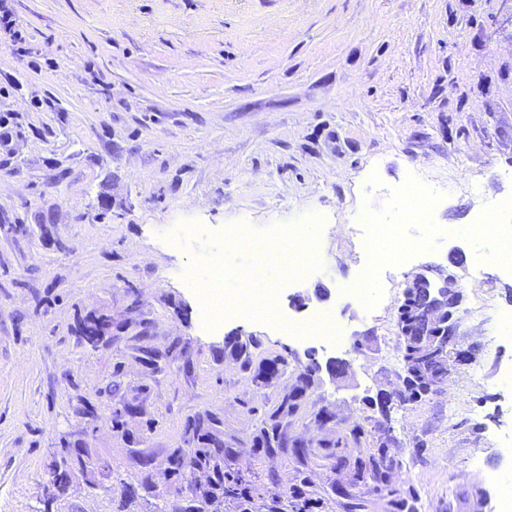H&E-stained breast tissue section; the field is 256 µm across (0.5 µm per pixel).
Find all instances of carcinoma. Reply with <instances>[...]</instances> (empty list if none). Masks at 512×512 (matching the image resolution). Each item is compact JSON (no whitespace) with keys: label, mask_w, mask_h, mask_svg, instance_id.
Masks as SVG:
<instances>
[{"label":"carcinoma","mask_w":512,"mask_h":512,"mask_svg":"<svg viewBox=\"0 0 512 512\" xmlns=\"http://www.w3.org/2000/svg\"><path fill=\"white\" fill-rule=\"evenodd\" d=\"M400 336L402 357L410 365L421 388L440 383L444 380L442 369L446 363L448 333L439 328L423 335L414 329V325L397 322ZM258 342L253 338L243 339L239 336H228L224 341V352L241 361V368L248 373V378L256 386H267L269 380L287 366L286 359L281 355L255 360L254 349ZM298 394L291 392L280 397L277 406L262 420L253 446L256 448H280L284 451L293 449L298 455L305 454L298 446H288V418L299 410ZM187 449L182 451L178 459L177 476L190 487L196 486V479L202 480L199 494L200 506L197 512H210L213 505L222 506L229 502L234 512H283L281 499H267L261 492L258 479L246 477L224 467V459L233 447L230 439L220 429V420L211 413L197 415L187 421L184 429ZM325 457L333 458L337 463L349 467L350 484L371 480L374 488L382 489L386 483L389 470L394 459L388 449L380 448L378 453L369 457L368 462H350L343 454V439L338 438L323 444ZM97 464L86 460L79 452H73L69 445L62 444L60 451L53 454L47 465L48 501L55 502L64 497L71 477L77 473L91 476ZM292 504L293 512H312L322 504L318 491L311 488L308 480L302 481V487L283 494Z\"/></svg>","instance_id":"1"}]
</instances>
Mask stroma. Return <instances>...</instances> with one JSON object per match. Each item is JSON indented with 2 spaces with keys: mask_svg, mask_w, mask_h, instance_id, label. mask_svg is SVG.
Segmentation results:
<instances>
[{
  "mask_svg": "<svg viewBox=\"0 0 512 512\" xmlns=\"http://www.w3.org/2000/svg\"><path fill=\"white\" fill-rule=\"evenodd\" d=\"M27 43L0 27V512H42L46 465L60 441L119 469L136 488L122 512L177 497L172 474L184 426L217 415L237 443L228 461L263 477L265 494L309 479L315 512H498L512 485V272L493 240L475 236L491 202L512 237V0H0ZM440 192L428 224H408L419 248L387 260L376 307L343 289L363 257L348 226L406 210L397 188ZM111 210L99 209L101 196ZM326 217L319 270L276 296L284 319L330 314L342 340L297 337L231 315L206 329L184 281L206 233L263 232ZM200 233L169 243L172 225ZM16 224L27 233L13 232ZM452 253L468 257L459 270ZM447 282V376L434 391L379 405L405 376L396 319L416 274ZM305 297L303 306L293 296ZM109 322L98 347L81 339ZM147 331L160 371L141 361ZM257 357L288 364L267 389L224 353L233 334ZM317 360L320 375L292 416L306 455L254 447L281 392ZM119 392H111L113 380ZM139 407L113 429L112 410ZM361 427L349 458L387 442L389 487L351 485L323 439ZM72 484L61 512H121L112 482Z\"/></svg>",
  "mask_w": 512,
  "mask_h": 512,
  "instance_id": "stroma-1",
  "label": "stroma"
}]
</instances>
